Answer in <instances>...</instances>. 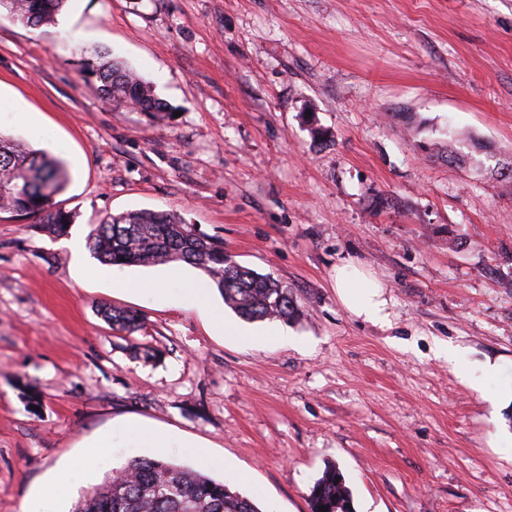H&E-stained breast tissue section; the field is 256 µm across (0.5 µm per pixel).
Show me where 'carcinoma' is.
<instances>
[{
  "mask_svg": "<svg viewBox=\"0 0 512 512\" xmlns=\"http://www.w3.org/2000/svg\"><path fill=\"white\" fill-rule=\"evenodd\" d=\"M68 0H0L4 16L27 28L56 23ZM85 78L100 98L132 107L152 120L170 115L155 88L125 61L99 53L84 59ZM69 181L63 162L0 136V214L27 216L51 234H66L75 214L58 206ZM94 259L104 266H145L183 261L202 270L222 293L224 303L248 321L289 320L298 305L287 287L269 275L240 265L224 243L198 231L173 212L136 210L102 219L88 240ZM99 313L112 329L128 334L140 326L131 310L103 306ZM310 512H353L342 474L326 468L310 494ZM73 512H260L257 504L223 482L165 458H135L112 470L83 496Z\"/></svg>",
  "mask_w": 512,
  "mask_h": 512,
  "instance_id": "carcinoma-1",
  "label": "carcinoma"
}]
</instances>
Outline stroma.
<instances>
[{"label": "stroma", "mask_w": 512, "mask_h": 512, "mask_svg": "<svg viewBox=\"0 0 512 512\" xmlns=\"http://www.w3.org/2000/svg\"><path fill=\"white\" fill-rule=\"evenodd\" d=\"M78 47L124 58L174 118L103 103ZM0 135L66 164L58 201L77 215L62 236L0 215V512L64 466L87 474L51 505L73 512L106 477L84 442L130 420L185 445L117 448L113 467L164 457L261 512H310L329 466L354 512H512L495 436L512 404L484 399L512 388V0H70L36 30L0 18ZM142 209L290 288L294 344L219 292L240 335L187 289L155 297L167 266L117 267L138 293L94 276L97 222ZM347 259L385 284L389 324L339 301ZM105 303L140 329L113 331ZM489 360L497 376L461 380Z\"/></svg>", "instance_id": "stroma-1"}]
</instances>
